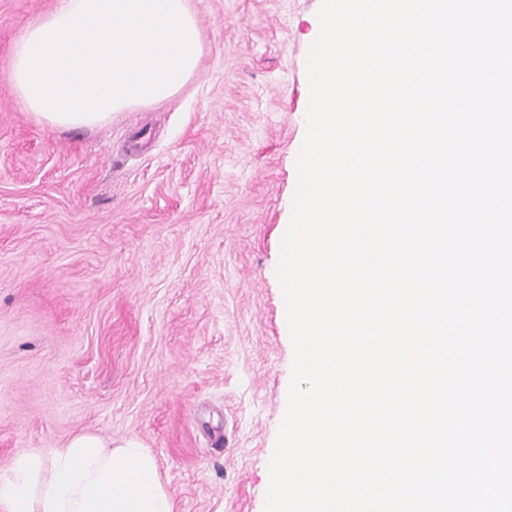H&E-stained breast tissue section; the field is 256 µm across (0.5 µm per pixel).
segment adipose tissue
I'll return each mask as SVG.
<instances>
[{"label": "adipose tissue", "instance_id": "1", "mask_svg": "<svg viewBox=\"0 0 512 512\" xmlns=\"http://www.w3.org/2000/svg\"><path fill=\"white\" fill-rule=\"evenodd\" d=\"M200 58L189 0H55L13 41L6 78L43 124L92 128L174 97ZM0 512H175V502L139 441L80 433L14 458Z\"/></svg>", "mask_w": 512, "mask_h": 512}]
</instances>
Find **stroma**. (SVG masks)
<instances>
[{
	"label": "stroma",
	"instance_id": "obj_1",
	"mask_svg": "<svg viewBox=\"0 0 512 512\" xmlns=\"http://www.w3.org/2000/svg\"><path fill=\"white\" fill-rule=\"evenodd\" d=\"M53 2L0 0V473L79 433L136 438L176 512H263L321 0H191V82L92 130L39 123L5 80Z\"/></svg>",
	"mask_w": 512,
	"mask_h": 512
}]
</instances>
